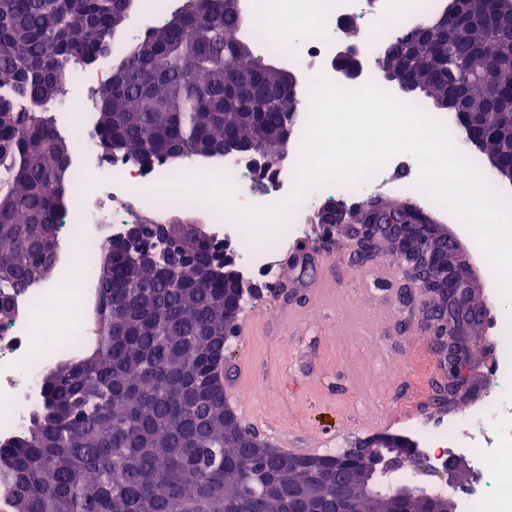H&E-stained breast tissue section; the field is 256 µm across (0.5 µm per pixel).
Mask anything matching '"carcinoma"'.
<instances>
[{
	"instance_id": "cac0c4a2",
	"label": "carcinoma",
	"mask_w": 512,
	"mask_h": 512,
	"mask_svg": "<svg viewBox=\"0 0 512 512\" xmlns=\"http://www.w3.org/2000/svg\"><path fill=\"white\" fill-rule=\"evenodd\" d=\"M132 0H0V299L30 273L55 267L58 213L68 204L64 172L72 142L48 106L64 93L69 65L117 54ZM479 16L469 42L453 41L447 7L423 17L422 37L405 31L378 64L398 83L446 108L448 83L473 109L486 80L512 73V24L503 0H466ZM246 26L221 0H196L124 53L97 91L95 138L150 164L225 155L224 143L252 144L260 129L291 134L298 104L284 76L233 37ZM453 76L443 79L438 66ZM490 113L484 150L512 164V138ZM190 272L141 266L133 241L110 240L95 257L97 336L91 350L65 355L42 376L43 407L17 439L0 443V497L13 512H290L292 483L322 494L313 472L288 473L278 451L245 462L244 429L224 422V388L206 371L224 353L244 293L224 299L207 235L192 234ZM406 483L389 474L356 499L354 512H384Z\"/></svg>"
}]
</instances>
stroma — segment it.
<instances>
[{
  "instance_id": "obj_1",
  "label": "stroma",
  "mask_w": 512,
  "mask_h": 512,
  "mask_svg": "<svg viewBox=\"0 0 512 512\" xmlns=\"http://www.w3.org/2000/svg\"><path fill=\"white\" fill-rule=\"evenodd\" d=\"M416 209L415 201L381 193L344 208L335 227L313 224L279 256L275 278L249 279L242 316L253 317L249 335L224 347L229 369L246 363V430L283 432L303 447L332 452L381 432L407 436L416 414L438 421L448 409L465 412L488 385L493 333L485 323L466 368L470 392L447 404L437 386L445 376L434 350L429 298L414 288L406 267L383 246L358 260L348 225L371 206ZM436 233L457 243L458 263L471 282V302L489 310L491 277L472 258L468 233L451 218L424 212Z\"/></svg>"
}]
</instances>
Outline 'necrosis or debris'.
Returning a JSON list of instances; mask_svg holds the SVG:
<instances>
[{"mask_svg":"<svg viewBox=\"0 0 512 512\" xmlns=\"http://www.w3.org/2000/svg\"><path fill=\"white\" fill-rule=\"evenodd\" d=\"M427 6V0L406 10L398 9L397 0H248L249 28L264 31L271 40L283 28L293 27L301 39L286 55L305 79L322 74L339 86L358 88L371 82L380 52L401 29L423 17ZM353 19L374 23L377 38L362 43V73L349 81L336 72L332 59L342 27ZM309 110V103H302L287 161L262 181L249 159L234 155L178 164L144 165L121 156L105 160L93 140L91 113H84L78 121L67 112L53 113L56 131L77 145L68 171L78 194L60 215L58 239L65 246L61 275L51 284L16 294L15 314L0 323L1 441L20 436L39 413L44 369L66 351L80 347L86 334L82 290L93 279L91 260L99 247L122 234L133 213L158 210L159 186L181 173L214 170L228 175L236 185V200L242 204L291 201ZM399 169L415 173L419 167L411 155L401 154L365 181L309 190L292 202L284 228L262 242L251 241L233 221L195 200L176 197L172 205L205 222L214 249L232 248L241 276L261 273L269 277L282 244L299 237L319 203L341 200L354 206L369 194L386 191L406 193L425 206L437 207V200L417 181L397 182L393 173ZM496 338L488 393L462 415L468 431H460L453 420L419 421L411 428L419 455L431 467H445L452 456L469 461L474 479L458 491L460 512H512V481L507 478L512 472V329L506 317L496 322Z\"/></svg>","mask_w":512,"mask_h":512,"instance_id":"necrosis-or-debris-1","label":"necrosis or debris"}]
</instances>
